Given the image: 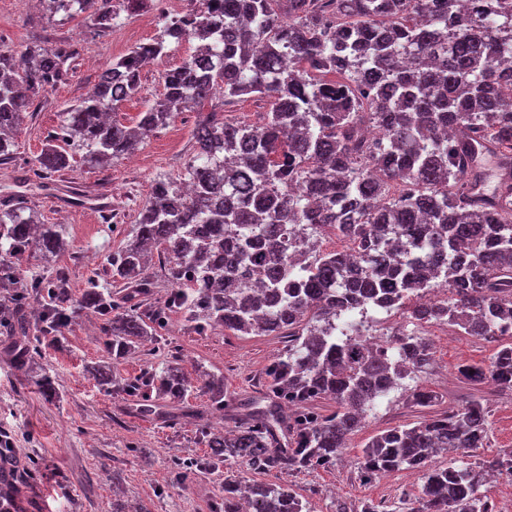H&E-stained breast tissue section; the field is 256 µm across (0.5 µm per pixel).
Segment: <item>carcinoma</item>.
Returning <instances> with one entry per match:
<instances>
[{"mask_svg": "<svg viewBox=\"0 0 512 512\" xmlns=\"http://www.w3.org/2000/svg\"><path fill=\"white\" fill-rule=\"evenodd\" d=\"M146 0H40L46 15L82 14L99 32ZM148 44L112 60L98 83L60 113L36 160L37 173L70 166L80 153L105 167L134 153L180 112L217 95L230 105L264 102L259 122L228 112L199 114L191 157L158 178L135 235L112 257L123 294L91 285L73 299L66 275L16 278V265L58 256L64 225L45 224L16 197L0 199V282L15 286L0 318L19 336L14 365L48 397L55 379L40 365L42 346L79 311L100 317L112 360L146 343L168 360L132 378L108 362L86 367L99 389L133 402L137 415L195 422L206 452L174 464L171 480L240 462L255 472L292 475L329 469L378 399L432 362L427 338L411 333L384 351L360 337L364 305L388 295L417 324H446L470 336L512 337V0H196ZM200 41L161 72L163 97L126 126L112 118L141 89L144 57L171 40ZM71 52L30 42L0 49V163L38 98L65 80ZM339 74V79L328 75ZM374 124L383 140L364 139ZM304 187L299 192L297 188ZM334 232L350 252L323 251ZM160 265L170 288L164 306H143ZM429 304L416 298L431 290ZM42 298L39 335L23 329L30 299ZM178 313L190 329L235 336H287L267 365L265 399L232 431L211 419L229 401L224 375L202 371L208 409L190 410V377L159 331ZM459 373L512 389V343L489 365ZM336 404L322 411L320 401ZM408 400L432 408L439 395L415 387ZM488 411L458 408L372 436L355 466L368 480L415 470L423 484L411 512H494L479 494L487 476H512V450L477 468L431 467L443 452L482 448ZM211 512H310L286 483L224 478Z\"/></svg>", "mask_w": 512, "mask_h": 512, "instance_id": "1", "label": "carcinoma"}]
</instances>
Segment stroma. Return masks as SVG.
<instances>
[{
	"mask_svg": "<svg viewBox=\"0 0 512 512\" xmlns=\"http://www.w3.org/2000/svg\"><path fill=\"white\" fill-rule=\"evenodd\" d=\"M161 26L158 0H151L140 12L122 15L119 24L105 33L95 32L81 16L48 17L36 0H0V47L17 48L37 39L69 45L73 52L66 79L37 100L26 115L14 159L0 164V195L18 193L40 213L43 223L65 225V251L47 260L31 256L24 266L46 277L65 270L76 296L93 276L120 291V283L111 276L110 259L124 239L134 235L154 180L183 169L197 112L183 111L169 126L146 138L133 159H121L103 169L79 160L41 180L33 161L56 131L61 111L93 87L112 59L152 40ZM194 47L191 40L171 45L167 57L142 70L139 95L118 106L116 119L136 124L140 112L162 92L160 73L180 65ZM111 223L117 224V231H108ZM389 324L405 333L422 330L429 339L432 364L414 383L438 394V411L475 397L489 412L484 447L440 455L434 466L471 468L512 449V390L473 384L459 373L464 364H489L499 345L512 340L504 336L490 341L436 324L418 327L401 311L376 314L372 330L381 333ZM166 338L179 349L187 373L202 369L223 374L224 387L232 396L224 411L228 419L246 413L248 403L259 398V380L285 346L281 336H236L221 329L199 335L177 320ZM103 341L97 317L83 311L66 330L61 346L44 347L42 362L61 391L60 398L52 401L0 356V427L11 434L13 460L40 464L37 475L25 472L18 479L20 512H112L116 500L137 512H211L212 502L224 495L225 475L255 479L254 471L236 463L224 471L172 483V462L203 454L205 446L197 441L191 424L170 428L138 417L123 396L100 391L85 376V366L102 359ZM423 415L405 392L391 391L361 430L349 437L335 467L293 474L286 481L308 501L312 512H334L339 503L359 512L366 502L384 506L386 512H408L420 493L421 479L404 470L368 482L360 479L354 461L372 436L420 421Z\"/></svg>",
	"mask_w": 512,
	"mask_h": 512,
	"instance_id": "obj_1",
	"label": "stroma"
}]
</instances>
